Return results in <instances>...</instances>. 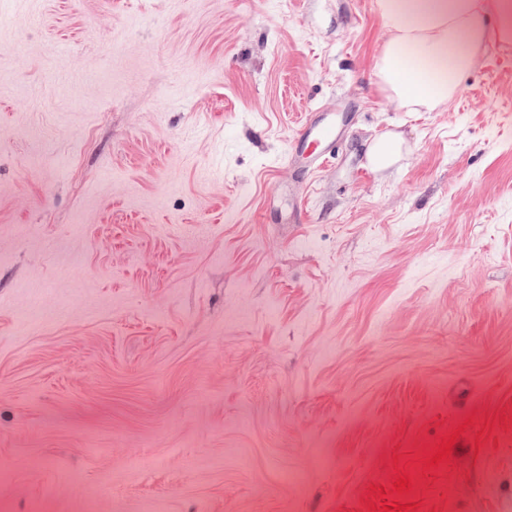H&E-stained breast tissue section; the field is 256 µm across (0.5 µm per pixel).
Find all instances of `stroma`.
<instances>
[{"mask_svg":"<svg viewBox=\"0 0 512 512\" xmlns=\"http://www.w3.org/2000/svg\"><path fill=\"white\" fill-rule=\"evenodd\" d=\"M387 37L375 0H0V512L512 500V46L403 112ZM336 141V125L317 123L302 124L293 139V147L306 148L319 154L321 150ZM407 146L399 133L386 132L369 144L367 165L377 172H385L399 163Z\"/></svg>","mask_w":512,"mask_h":512,"instance_id":"obj_1","label":"stroma"}]
</instances>
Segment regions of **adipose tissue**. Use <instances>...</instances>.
Masks as SVG:
<instances>
[{"label":"adipose tissue","mask_w":512,"mask_h":512,"mask_svg":"<svg viewBox=\"0 0 512 512\" xmlns=\"http://www.w3.org/2000/svg\"><path fill=\"white\" fill-rule=\"evenodd\" d=\"M388 38L373 77L407 112H432L453 99L474 59L512 44V0H377Z\"/></svg>","instance_id":"1"}]
</instances>
